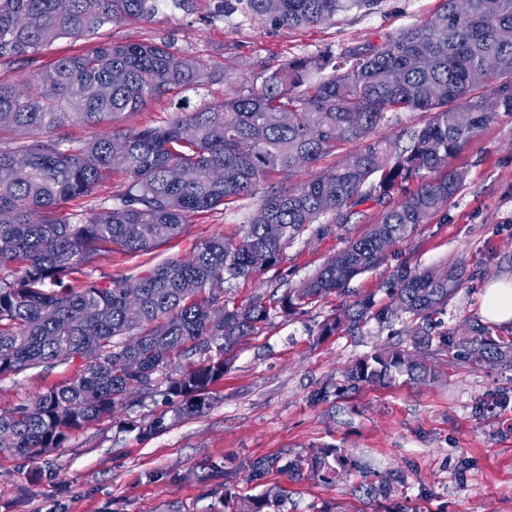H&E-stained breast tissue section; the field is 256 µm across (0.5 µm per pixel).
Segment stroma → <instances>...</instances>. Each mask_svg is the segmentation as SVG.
<instances>
[{"instance_id": "1", "label": "stroma", "mask_w": 512, "mask_h": 512, "mask_svg": "<svg viewBox=\"0 0 512 512\" xmlns=\"http://www.w3.org/2000/svg\"><path fill=\"white\" fill-rule=\"evenodd\" d=\"M443 0H379L368 13L337 14L310 28H274L258 18L216 16L214 0H194L192 12L159 5L146 21L131 19L104 30L114 41L167 37L176 52L223 62L224 80L190 93L192 104L219 100L244 79L276 61L381 45L399 29L431 17ZM61 39L29 61L0 63V82L21 84L58 57L84 49ZM466 172L454 203L393 245L374 268L350 280L345 295H330L291 315L273 312L261 330L241 339L230 355L214 403L204 413L179 415L162 396L134 395L111 417L72 431L61 447L31 457L0 451V512H222L224 491L259 495L277 485L286 496L279 512H512V367H472L445 352L431 355L435 381L344 389L356 360L388 344L410 347L409 315L370 321L355 331L320 336L321 325L348 304L373 297L387 306L397 270L463 262L466 282L449 301L446 325L480 321L486 284L512 280V114L496 119L452 161ZM259 197L197 217L170 244L144 255H113L89 264L100 283L136 276L172 256L186 257L203 240L239 235ZM382 212L369 201L347 224L308 231L287 259L260 277L233 280L224 296L237 304L281 296L364 235ZM81 358L0 377V410L27 404L74 378ZM324 399H317V392ZM161 428L148 431L153 420ZM369 462L330 487L272 472L246 482V463L291 459L324 446ZM403 475L388 497H356L358 484L377 486ZM232 484H225V476Z\"/></svg>"}]
</instances>
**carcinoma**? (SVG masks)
<instances>
[{"mask_svg": "<svg viewBox=\"0 0 512 512\" xmlns=\"http://www.w3.org/2000/svg\"><path fill=\"white\" fill-rule=\"evenodd\" d=\"M157 0H0V61L27 60L63 39L93 36L128 18L144 19ZM379 0H217L225 15L249 14L278 27L323 24L339 12L366 13ZM512 0H443L429 19L399 30L379 46L279 63L214 103L192 106L182 91L224 81V64L177 57L168 39L100 41L57 58L22 87L0 83V376L42 364L84 361L65 384L0 412V450L31 456L59 448L72 430L112 416L134 393L182 401L183 415L203 412L224 377L226 356L255 333L271 311L287 314L332 293L378 265L386 250L447 208L465 173L454 157L498 113H512ZM173 111L143 128L118 118L154 101ZM430 113L400 144L379 135L398 112ZM108 130L72 140L65 127ZM336 152L341 160L293 187L261 190L275 173L290 176ZM119 173L122 189L88 212L58 213L61 203L94 193ZM263 192L236 238L219 234L187 258H169L135 281L104 285L84 272L101 253L149 254L185 232L199 214ZM361 237L278 301L245 305L224 299V283L252 279L278 266L288 246L315 224L349 222L356 207L396 193ZM463 263L400 270L389 306L365 297L323 324L357 330L372 319L407 314L417 322L412 349L383 347L353 363L347 388L390 385L398 376L435 379L426 357L446 351L477 367H512V336L472 325L474 336L445 326L453 293L465 283ZM96 315L83 323V314ZM118 336L125 340L117 342ZM197 355L182 367L177 360ZM359 465L340 448H321L280 464L249 461L246 480L285 469L295 479L333 485ZM398 474L378 487L387 497ZM283 491L226 496L228 512H268Z\"/></svg>", "mask_w": 512, "mask_h": 512, "instance_id": "cac0c4a2", "label": "carcinoma"}]
</instances>
